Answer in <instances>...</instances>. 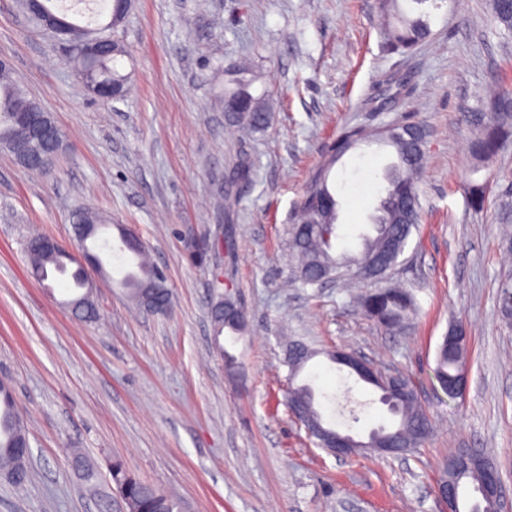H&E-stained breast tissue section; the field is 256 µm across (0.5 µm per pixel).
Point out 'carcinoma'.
<instances>
[{"mask_svg":"<svg viewBox=\"0 0 512 512\" xmlns=\"http://www.w3.org/2000/svg\"><path fill=\"white\" fill-rule=\"evenodd\" d=\"M57 0H43L39 16L60 17L67 23L69 36L80 37L85 27L68 19L67 14L55 6ZM381 0L384 15V36L387 46L394 52H407L426 42L433 35L432 24L436 12L447 5V0ZM490 15L496 27L512 34V0H489ZM124 50L107 52L90 59L73 56L79 73L90 72L93 76L108 82L118 81L128 87L126 75L119 64ZM225 81L217 95L219 102L228 111L230 121L247 131L263 130L270 123L266 106L255 98L250 87L254 77L246 68L227 72ZM9 102L12 109L23 112L31 107V99L23 86L11 75V70L0 71V101ZM485 111L472 114V122L479 127V136L471 144L472 155L479 159L494 156L512 146V88L497 85L485 94ZM379 144L390 147L397 161L384 171L385 196L382 197L378 215L375 216V235L363 237V248L359 256L340 259L333 255V240L338 237L339 203L331 192L329 181L332 169L348 152L362 144ZM426 156V132L423 127L411 124H394L382 127H354L341 133L326 149L323 161L312 174L298 203L289 231L288 246L296 256L298 265L294 280L303 288H316L318 279L331 276L343 268L347 277L355 278L350 267L364 265L373 271L369 282L373 290L359 298L364 313L391 330L404 327L409 312L415 309L412 294L388 282L391 270L404 254L414 231L420 224L417 182L423 170ZM499 221L512 224V175L503 177L499 185ZM39 238H32L26 246L33 270L41 276L42 285L49 287L50 273L67 272L64 259L41 252L36 244ZM136 255L140 258L139 272L131 274L124 286L131 300L144 305L140 297L142 288L153 281L160 270L145 258L144 250ZM74 314L85 320L96 316L90 303L89 292H84L68 302ZM211 318L216 335L224 330L240 334L247 329L235 304L221 303L215 297L211 304ZM465 343L448 347L446 342L438 345L434 378L439 386L452 381L460 371ZM288 359V404L299 416L307 421L324 424V418L316 406L313 390L305 384L296 383L307 364L319 351L303 341L287 343ZM404 392L392 396L395 406L389 412L395 420L389 426H380L371 431L368 443L386 445L395 441L409 451L419 447L430 434L431 420L422 407L418 390L410 376L400 377ZM28 440L24 423L14 409L13 395L0 394V475L14 486L23 485L30 477L29 458H20L16 447L18 442ZM111 475L116 483L128 512H179L178 499L163 493L134 474L130 473L119 460L112 461Z\"/></svg>","mask_w":512,"mask_h":512,"instance_id":"obj_1","label":"carcinoma"}]
</instances>
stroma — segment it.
Masks as SVG:
<instances>
[{
	"instance_id": "obj_1",
	"label": "stroma",
	"mask_w": 512,
	"mask_h": 512,
	"mask_svg": "<svg viewBox=\"0 0 512 512\" xmlns=\"http://www.w3.org/2000/svg\"><path fill=\"white\" fill-rule=\"evenodd\" d=\"M381 23L379 0H136L113 31L132 89L104 103L54 37L0 0V57L66 134L47 173L0 153V378L36 472L20 493L0 480V512H105V502L126 512L108 470L115 458L184 512H444L434 485L454 448L482 449L512 493V325L498 310L512 253L495 207L469 201L471 183L512 171V148L476 161L466 120L490 84L512 85V37L492 22L488 0H448L431 40L404 54L388 51ZM243 62L270 107L262 131H240L215 104L225 69ZM393 73L410 79L405 100L365 109ZM398 121L425 127L428 153L419 230L392 275L417 309L393 333L345 283H295L288 230L337 135ZM243 156L252 172L231 181ZM393 159L390 148L364 145L337 163L335 253H359ZM83 207L111 216L107 238L123 227L139 236L166 276L167 312L131 303L116 285L126 271L116 258L96 280L91 322L63 307L66 279L47 289L32 276L27 237L71 244V214ZM219 274L247 312L236 337L211 322ZM454 323L469 336L458 398L434 378ZM285 336L317 350L302 379L335 428L363 440L389 418L373 386L325 356L344 350L413 378L433 420L427 442L399 457L317 448L286 405ZM71 448L92 476L69 465Z\"/></svg>"
}]
</instances>
